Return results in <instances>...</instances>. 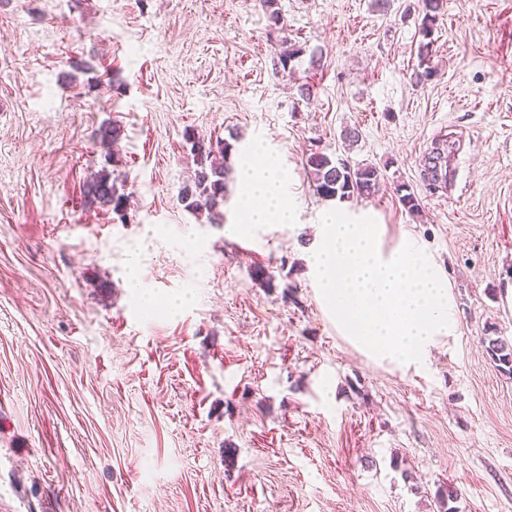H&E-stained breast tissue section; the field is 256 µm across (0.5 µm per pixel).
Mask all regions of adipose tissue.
Instances as JSON below:
<instances>
[{
  "instance_id": "adipose-tissue-1",
  "label": "adipose tissue",
  "mask_w": 512,
  "mask_h": 512,
  "mask_svg": "<svg viewBox=\"0 0 512 512\" xmlns=\"http://www.w3.org/2000/svg\"><path fill=\"white\" fill-rule=\"evenodd\" d=\"M238 233L258 224H291L295 205L285 191V180L277 162L270 156L246 157L238 165Z\"/></svg>"
}]
</instances>
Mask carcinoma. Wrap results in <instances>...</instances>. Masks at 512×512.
<instances>
[{
	"label": "carcinoma",
	"mask_w": 512,
	"mask_h": 512,
	"mask_svg": "<svg viewBox=\"0 0 512 512\" xmlns=\"http://www.w3.org/2000/svg\"><path fill=\"white\" fill-rule=\"evenodd\" d=\"M442 7V0H419L423 37L431 35ZM122 133L120 125L108 123L99 128L96 138L107 148L118 143ZM187 141L191 144L196 170L194 178L180 190V201L188 210L207 215L209 223L221 224L224 220L221 206L227 193L226 177L234 145L224 139L206 142L193 133L188 135ZM306 166L315 193L323 199L342 201L355 195L368 197L377 191L380 183V173L375 166L367 164L353 169L322 152L311 153ZM81 194L83 207L110 210L120 222H126L127 195L119 191L107 167H102L83 184ZM484 340L498 367L512 375V344L499 337L486 336Z\"/></svg>",
	"instance_id": "carcinoma-1"
}]
</instances>
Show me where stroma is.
Listing matches in <instances>:
<instances>
[{
  "instance_id": "1",
  "label": "stroma",
  "mask_w": 512,
  "mask_h": 512,
  "mask_svg": "<svg viewBox=\"0 0 512 512\" xmlns=\"http://www.w3.org/2000/svg\"><path fill=\"white\" fill-rule=\"evenodd\" d=\"M279 6L281 29L261 0H0V512H440L451 488L458 512H512V376L482 343L512 341V0H443L419 86L418 0ZM106 121L123 223L80 203ZM190 132L276 157L295 223L239 235L232 192L223 223L186 210ZM442 142L459 177L436 192ZM314 152L376 166L350 205L443 266L461 334L427 372L323 313ZM133 256L193 302L144 318Z\"/></svg>"
}]
</instances>
